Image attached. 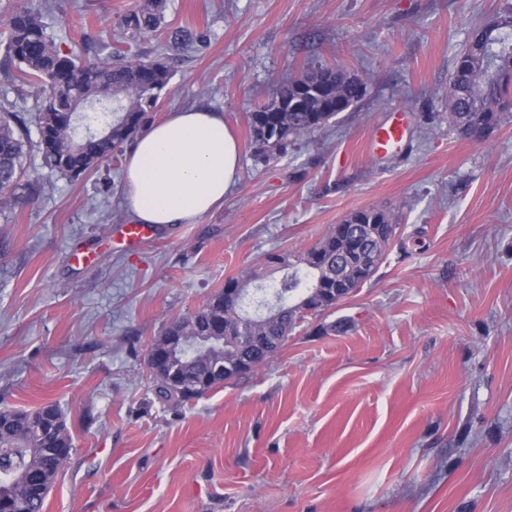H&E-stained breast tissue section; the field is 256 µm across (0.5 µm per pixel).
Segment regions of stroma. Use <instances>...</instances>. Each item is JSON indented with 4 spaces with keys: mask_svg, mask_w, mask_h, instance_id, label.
<instances>
[{
    "mask_svg": "<svg viewBox=\"0 0 512 512\" xmlns=\"http://www.w3.org/2000/svg\"><path fill=\"white\" fill-rule=\"evenodd\" d=\"M139 2L51 0L50 31L102 56ZM510 5L168 0L164 31L129 54L173 72L155 120L223 113L241 150L223 207L128 251L114 240L131 221L122 164L72 182L33 151L42 192L0 213V403L58 404L73 436L44 512H512V119L482 143L448 129L456 55ZM181 27L192 48L167 44ZM318 63L362 78L366 97L261 161L248 112ZM397 108L405 147L372 157ZM369 207L399 218L371 281L264 368L185 405L154 400L148 345L172 315L244 269L274 284L266 253L310 248ZM79 248L95 260L72 264Z\"/></svg>",
    "mask_w": 512,
    "mask_h": 512,
    "instance_id": "stroma-1",
    "label": "stroma"
}]
</instances>
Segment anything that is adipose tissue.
<instances>
[{
	"mask_svg": "<svg viewBox=\"0 0 512 512\" xmlns=\"http://www.w3.org/2000/svg\"><path fill=\"white\" fill-rule=\"evenodd\" d=\"M239 170L238 146L223 113L179 109L148 125L127 152L123 194L134 223L191 224L223 207Z\"/></svg>",
	"mask_w": 512,
	"mask_h": 512,
	"instance_id": "1",
	"label": "adipose tissue"
}]
</instances>
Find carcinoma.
<instances>
[{
	"instance_id": "1",
	"label": "carcinoma",
	"mask_w": 512,
	"mask_h": 512,
	"mask_svg": "<svg viewBox=\"0 0 512 512\" xmlns=\"http://www.w3.org/2000/svg\"><path fill=\"white\" fill-rule=\"evenodd\" d=\"M167 0H142L119 20L126 39L136 43L158 32L164 22ZM46 0H19L0 32L5 62L18 75L10 76L36 89L33 124L42 167L50 174L76 181L104 161L120 160L158 111L173 74L160 56L133 59L114 48L93 61L64 51L48 32ZM508 20L505 27L491 23L474 27L466 48L454 63L448 82V125L461 138L483 142L512 115V8L496 15ZM361 79L346 71L317 64L282 83L270 101L249 113L248 124L256 152L264 157L282 154L288 145L331 123L340 112L357 105L366 95ZM83 113L86 124L99 132L82 139L74 116ZM31 131L25 117L6 107L0 109V208L21 200L33 201L41 185L24 179L26 148ZM373 224L375 257L343 249L341 224L314 246L297 253L269 252L264 265L284 271L271 294L288 304L281 321L245 330L251 336H275L280 342L305 321L333 307L332 298L321 294L312 300L311 312L299 305L317 273L302 264L305 256L320 254L319 262L341 259L345 276L336 281L329 267L324 288L342 285L356 290L375 274L394 241L397 217L377 208L347 215L342 224ZM241 316L215 291L193 312L175 314L152 341L166 345L171 336L190 337L189 345L172 359L149 370L152 391L162 403L182 405L203 397L225 382L241 376L205 378L236 360L248 357L255 368L264 366L269 353L240 346ZM72 435L55 403L34 410L0 408V496L11 499L18 512H43L48 492L63 463L56 448L72 447Z\"/></svg>"
}]
</instances>
